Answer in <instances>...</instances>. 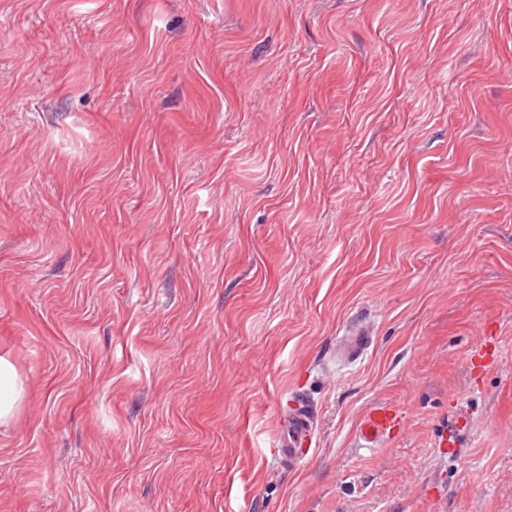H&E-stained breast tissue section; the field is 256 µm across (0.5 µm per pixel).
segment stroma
<instances>
[{"mask_svg":"<svg viewBox=\"0 0 512 512\" xmlns=\"http://www.w3.org/2000/svg\"><path fill=\"white\" fill-rule=\"evenodd\" d=\"M0 355V512H512V0H0ZM370 345V336L361 328H351L337 342V356L345 362L359 358ZM24 384L15 366L0 357V423L12 419L24 397ZM287 404L282 430L274 444V457L288 467L302 463L308 456L314 434L315 413L303 398L294 397ZM399 426V417L386 407H374L360 420L357 438L362 448H376ZM467 428H469V420L465 415L457 414L454 416L451 420H449L448 432H444L441 436L439 447H448L446 452L448 453V456L456 457L461 446L459 440L460 432Z\"/></svg>","mask_w":512,"mask_h":512,"instance_id":"stroma-1","label":"stroma"}]
</instances>
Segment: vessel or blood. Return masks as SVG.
I'll use <instances>...</instances> for the list:
<instances>
[{
	"mask_svg": "<svg viewBox=\"0 0 512 512\" xmlns=\"http://www.w3.org/2000/svg\"><path fill=\"white\" fill-rule=\"evenodd\" d=\"M370 345L368 333L360 328L346 331L337 342L338 356L347 362L355 361ZM315 413L307 401L295 398L293 406L287 407L282 430L274 444V457L283 465L293 467L302 463L308 456L314 434ZM399 425V418L391 409L375 407L360 420L357 438L364 448H375L389 438ZM469 426L465 415L454 416L447 432L443 433L440 447L446 448L449 456H457L460 448L459 436Z\"/></svg>",
	"mask_w": 512,
	"mask_h": 512,
	"instance_id": "obj_1",
	"label": "vessel or blood"
}]
</instances>
